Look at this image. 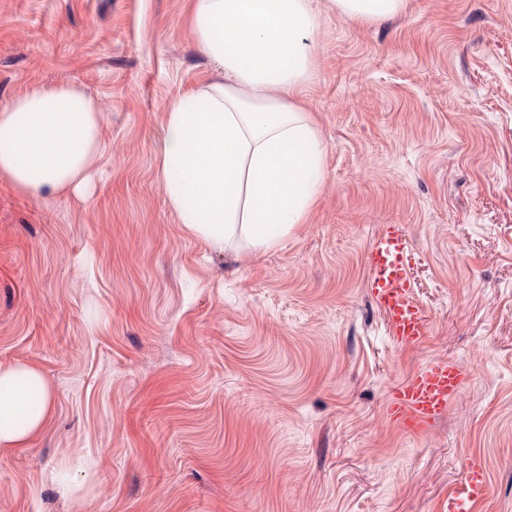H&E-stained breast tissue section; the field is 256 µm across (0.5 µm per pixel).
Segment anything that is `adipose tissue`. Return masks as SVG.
Returning <instances> with one entry per match:
<instances>
[{"label": "adipose tissue", "instance_id": "ef3b65f1", "mask_svg": "<svg viewBox=\"0 0 512 512\" xmlns=\"http://www.w3.org/2000/svg\"><path fill=\"white\" fill-rule=\"evenodd\" d=\"M373 23L406 0H330ZM318 27L312 0H193L191 32L220 77L172 101L158 140L159 180L181 223L215 247L244 232L271 247L302 223L322 186L324 147L304 91ZM102 112L84 89L60 83L0 107V181L25 195L90 196ZM52 388L27 364L0 367V454L36 438Z\"/></svg>", "mask_w": 512, "mask_h": 512}]
</instances>
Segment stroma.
Listing matches in <instances>:
<instances>
[{
  "label": "stroma",
  "mask_w": 512,
  "mask_h": 512,
  "mask_svg": "<svg viewBox=\"0 0 512 512\" xmlns=\"http://www.w3.org/2000/svg\"><path fill=\"white\" fill-rule=\"evenodd\" d=\"M190 0H0V106L68 82L98 98L91 197L0 183V366L54 410L0 456V512H512V0H408L358 23L315 0L305 99L325 147L304 223L270 250L181 224L153 143L214 74ZM408 242L430 333L391 340L368 285ZM471 376L426 433L387 414L432 361ZM482 471V463L477 459H471L468 463L470 478L463 484L453 487L448 492V512H470L482 494V485L479 477Z\"/></svg>",
  "instance_id": "stroma-1"
}]
</instances>
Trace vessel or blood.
Here are the masks:
<instances>
[{
  "instance_id": "1",
  "label": "vessel or blood",
  "mask_w": 512,
  "mask_h": 512,
  "mask_svg": "<svg viewBox=\"0 0 512 512\" xmlns=\"http://www.w3.org/2000/svg\"><path fill=\"white\" fill-rule=\"evenodd\" d=\"M407 250L399 227L384 226L372 245L369 266L371 292L392 340L401 346L419 343L429 334L427 316L412 294ZM469 377V369L462 364L430 363L396 388L390 408L393 418L410 433L423 432L446 410ZM481 471V462L470 460L468 479L448 493V512H472L482 494Z\"/></svg>"
}]
</instances>
